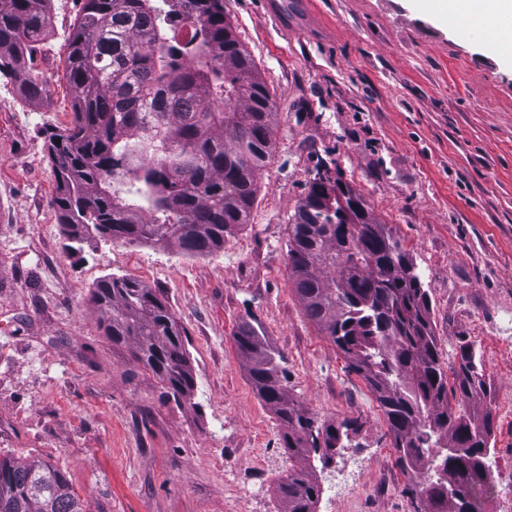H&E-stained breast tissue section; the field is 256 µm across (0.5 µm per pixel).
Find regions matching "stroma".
<instances>
[{
  "label": "stroma",
  "instance_id": "obj_1",
  "mask_svg": "<svg viewBox=\"0 0 512 512\" xmlns=\"http://www.w3.org/2000/svg\"><path fill=\"white\" fill-rule=\"evenodd\" d=\"M80 0H51L32 67L0 76V459L63 471L86 512H281L293 461L233 337L255 318L318 419L359 420L321 485L335 512H422L382 407L289 283V226L318 161H336L412 256L446 368L474 346L491 382L492 482L512 492V65L417 0H224L275 102V150L247 224L205 256L176 244L70 240L51 206V132L71 119L65 40ZM138 280L175 313L193 370L169 399L90 300Z\"/></svg>",
  "mask_w": 512,
  "mask_h": 512
}]
</instances>
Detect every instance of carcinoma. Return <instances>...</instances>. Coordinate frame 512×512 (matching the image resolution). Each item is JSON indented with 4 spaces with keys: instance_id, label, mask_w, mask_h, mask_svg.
I'll use <instances>...</instances> for the list:
<instances>
[{
    "instance_id": "carcinoma-1",
    "label": "carcinoma",
    "mask_w": 512,
    "mask_h": 512,
    "mask_svg": "<svg viewBox=\"0 0 512 512\" xmlns=\"http://www.w3.org/2000/svg\"><path fill=\"white\" fill-rule=\"evenodd\" d=\"M50 0H0V74L21 97L42 88L27 65L50 32ZM183 23L195 39L177 40ZM74 89L68 126L49 135L51 205L72 232L175 243L209 255L248 222L257 177L273 155V97L224 12V0H83L67 39ZM349 223L340 236L336 226ZM288 267L305 312L361 375L384 410L401 468L428 512H479L490 485L492 387L481 356L461 351L448 390L427 290L410 253L360 193L318 165L293 214ZM93 300L115 345H127L173 398L194 381L185 335L153 289L103 279ZM234 342L258 396L285 427L298 461L278 485L283 512H315L308 464L346 448L356 422L321 423L288 394L284 358L254 319ZM0 512H86L64 474L41 461L0 460Z\"/></svg>"
}]
</instances>
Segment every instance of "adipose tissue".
<instances>
[{"label": "adipose tissue", "instance_id": "1", "mask_svg": "<svg viewBox=\"0 0 512 512\" xmlns=\"http://www.w3.org/2000/svg\"><path fill=\"white\" fill-rule=\"evenodd\" d=\"M422 7L439 15L457 8L472 41L491 47L512 62V0H419Z\"/></svg>", "mask_w": 512, "mask_h": 512}]
</instances>
